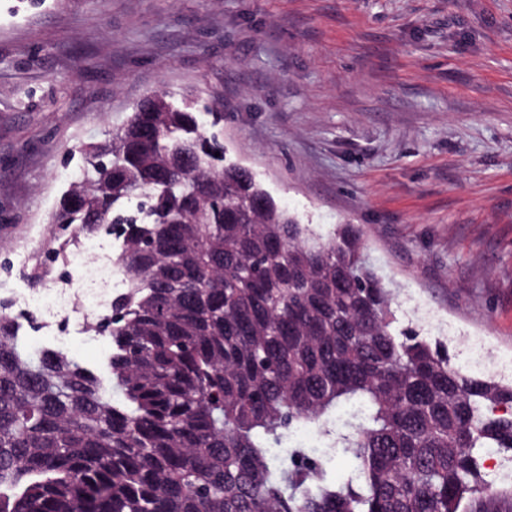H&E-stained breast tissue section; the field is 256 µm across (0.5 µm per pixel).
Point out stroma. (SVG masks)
Returning <instances> with one entry per match:
<instances>
[{"label":"stroma","instance_id":"1","mask_svg":"<svg viewBox=\"0 0 512 512\" xmlns=\"http://www.w3.org/2000/svg\"><path fill=\"white\" fill-rule=\"evenodd\" d=\"M224 100L228 157L361 225L402 326L512 355V0H0V261L25 287L81 145L145 96Z\"/></svg>","mask_w":512,"mask_h":512}]
</instances>
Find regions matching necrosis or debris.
<instances>
[{
  "instance_id": "1",
  "label": "necrosis or debris",
  "mask_w": 512,
  "mask_h": 512,
  "mask_svg": "<svg viewBox=\"0 0 512 512\" xmlns=\"http://www.w3.org/2000/svg\"><path fill=\"white\" fill-rule=\"evenodd\" d=\"M120 230V225L105 224L79 237L65 255L63 272L38 292L18 287L11 269L0 266V296L9 300L22 335L64 351L77 336L97 342L91 327L110 316L112 298L124 287L117 262Z\"/></svg>"
}]
</instances>
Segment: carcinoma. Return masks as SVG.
Segmentation results:
<instances>
[{
	"instance_id": "carcinoma-1",
	"label": "carcinoma",
	"mask_w": 512,
	"mask_h": 512,
	"mask_svg": "<svg viewBox=\"0 0 512 512\" xmlns=\"http://www.w3.org/2000/svg\"><path fill=\"white\" fill-rule=\"evenodd\" d=\"M153 97L81 149L48 216L122 223L126 291L93 327L110 387L29 350L0 300V512H512L480 464L512 453V385L399 327L360 227L281 209L226 157L222 103ZM300 428L345 479L309 448L272 456Z\"/></svg>"
}]
</instances>
